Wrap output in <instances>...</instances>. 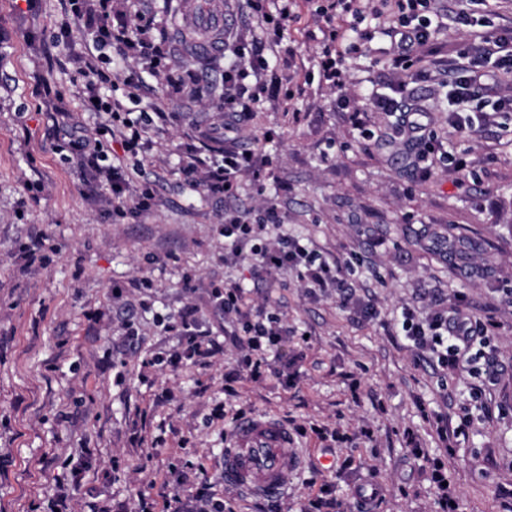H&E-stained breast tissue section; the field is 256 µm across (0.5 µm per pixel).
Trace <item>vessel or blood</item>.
Masks as SVG:
<instances>
[{
	"instance_id": "1",
	"label": "vessel or blood",
	"mask_w": 512,
	"mask_h": 512,
	"mask_svg": "<svg viewBox=\"0 0 512 512\" xmlns=\"http://www.w3.org/2000/svg\"><path fill=\"white\" fill-rule=\"evenodd\" d=\"M302 459L287 425L270 417L236 421L224 450V484L235 492L276 499L288 491V477Z\"/></svg>"
}]
</instances>
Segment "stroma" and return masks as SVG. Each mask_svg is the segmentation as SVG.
<instances>
[{
    "mask_svg": "<svg viewBox=\"0 0 512 512\" xmlns=\"http://www.w3.org/2000/svg\"><path fill=\"white\" fill-rule=\"evenodd\" d=\"M173 7L145 4L155 41L175 50L168 78L203 75L207 92L168 100L166 132L147 144L154 164L144 169L159 178L161 202L116 221L111 205L92 196L89 171L53 137L59 110L91 129L99 122L72 94L87 38L60 35L58 0H0V512H51L60 500L67 512H137L140 499L176 495L188 510L201 484L237 512H262V502L236 496L220 478L240 414L307 430L295 438L303 468L290 476L281 512H304L318 494L321 512H331V499L358 512L364 485L378 490L372 512H439L431 461L444 454L435 425L445 419L462 427L450 463L458 512H512V112L461 134L448 124L450 74L411 80L407 110L470 161L455 171L429 157L432 174L419 180L399 113H373L370 141L350 126L338 92L318 75L323 45L304 34L319 23L302 0V19L284 36L298 46L296 58L269 56L271 71H295V96L266 86L241 133L263 163L265 190L247 184L222 201L191 189L178 169L195 123L222 120L224 58L204 63L177 47L184 21ZM385 25L363 14L356 27L373 38L346 59L351 89L364 99L386 75ZM265 199L289 234L345 265L378 319L357 318L336 296H309L296 278L280 288L225 267V209ZM34 235L49 249L28 269L19 248ZM143 275L154 288L138 287ZM228 275L244 278L251 298L270 302L291 328L278 355L298 373L295 388L238 374L240 352L230 343L207 362L170 364L181 342L163 319L205 305L211 285ZM427 291L449 312L493 313L481 360L446 373L431 357L414 359L401 311ZM129 320L138 341L123 334ZM484 368L496 383L477 403L471 387ZM410 430L428 459L412 458ZM311 478L328 483L327 493L308 487Z\"/></svg>",
    "mask_w": 512,
    "mask_h": 512,
    "instance_id": "1",
    "label": "stroma"
}]
</instances>
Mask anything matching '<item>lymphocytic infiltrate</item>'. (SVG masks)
<instances>
[{
    "label": "lymphocytic infiltrate",
    "instance_id": "obj_1",
    "mask_svg": "<svg viewBox=\"0 0 512 512\" xmlns=\"http://www.w3.org/2000/svg\"><path fill=\"white\" fill-rule=\"evenodd\" d=\"M138 0H60L64 20L62 33L73 28L87 30L91 45L78 71L77 95L85 111L101 115L98 132H91L75 123H62L57 131L67 140L70 152L92 172L97 198L112 204L114 215L142 216L158 204L154 181L142 178L144 166L140 155L149 131L157 129L166 118L164 107L135 112L120 99L101 101V90L112 79L102 66L103 51L123 58H136L153 76L165 75L173 54L153 43L149 32L153 21L137 9ZM255 15L263 35L247 40L235 29L224 33V51L234 60L224 68V98L219 111L224 114L220 124L200 123L186 149L187 159L180 169L184 180L204 187L210 195L236 197L242 176L259 179L255 156L238 144V134L251 117V105L262 92V85H248V77L266 70L268 48L280 45L284 30L297 0H281L276 13H268L263 0H243ZM441 0H380L379 14L388 20L386 32L391 49L386 67L390 78L386 89L372 94L367 103L354 105L350 123L354 129L365 130L367 116L372 112L400 111L409 95L408 80L430 79L433 72L452 73L448 91V123L460 132L472 130L487 121L488 115L478 107V100L487 88L483 66L494 62L500 73L512 74V25L492 31H477L456 58L440 62L428 59V51L436 46L439 28L437 19L476 28L478 21L467 9L449 13ZM368 8L366 0H323L316 13L322 21L323 56L319 74L337 91H345L349 74L343 65L347 54L369 41V33H360L358 41L346 42L348 17H359ZM111 136L118 146L109 153L103 144ZM260 220H253L250 211L234 210L224 214L223 234L231 245L224 251V263L246 269L251 277L294 274L304 282L309 295L334 292L343 308L364 320L379 317L376 306L361 303L340 265L329 263L299 239L284 231V220L275 204L266 203ZM210 310L231 327V340L241 357L240 370L258 374L267 365L268 355L291 334L287 325L268 305L253 303L240 281L225 280L209 294ZM402 331L412 349L433 355L439 366L456 368L463 351L469 350L478 336L487 334L489 326L478 319L451 318L436 309L422 313L403 307ZM203 314L199 308L188 307L170 316L166 328L182 336L183 349L175 353L174 362L195 360L221 352V344L209 331L200 329Z\"/></svg>",
    "mask_w": 512,
    "mask_h": 512
}]
</instances>
